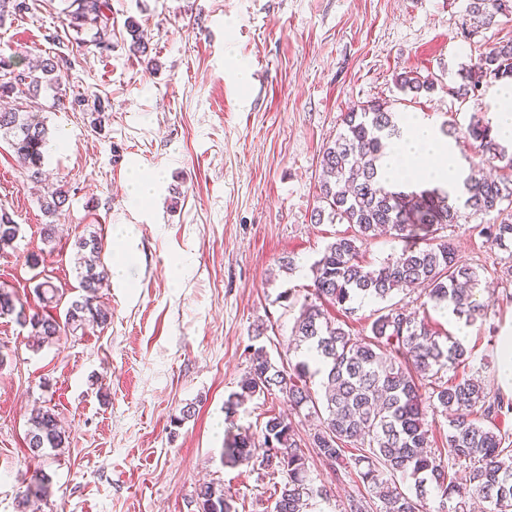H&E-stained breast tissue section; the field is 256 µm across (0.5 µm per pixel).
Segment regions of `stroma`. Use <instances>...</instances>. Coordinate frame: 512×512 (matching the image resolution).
Masks as SVG:
<instances>
[{
  "label": "stroma",
  "mask_w": 512,
  "mask_h": 512,
  "mask_svg": "<svg viewBox=\"0 0 512 512\" xmlns=\"http://www.w3.org/2000/svg\"><path fill=\"white\" fill-rule=\"evenodd\" d=\"M109 50L79 44L64 0H35L0 25V59L58 55L67 94H96L111 108L103 129L59 104L54 88L10 97L48 129L42 170L66 185L59 231L33 183L0 138V207L20 233L0 251V287L41 308L37 283L49 280L63 318L79 293L75 241L97 234L100 260L132 251L126 282L108 281L101 301L112 319L52 343L34 344L30 326L0 317V512H17L25 482L41 472L50 495L38 512H198L196 490L211 482L235 512H274L276 476L224 464V443L261 436L270 414L289 413L282 395L247 402L234 416L224 402L261 342L272 362L296 361L292 327L312 283L311 265L346 224L315 223L317 180L326 144L358 102L383 99L395 111L441 128L454 124L462 173L480 164L464 133L472 117L496 123L498 87L480 102L457 100L462 66L512 39V15L462 32L465 0H110ZM136 20L146 53L134 52L124 23ZM438 80L431 93L401 91L397 74ZM153 180L149 202L131 200L133 177ZM496 215L447 228L459 259L480 274L475 291L491 314L468 325L465 375L489 380L502 332L512 331V257L480 228ZM37 254L41 263L29 267ZM294 262L291 272L281 259ZM54 409L68 445L29 458L33 408ZM300 437L317 423L289 413ZM314 485L327 500L311 512H343L364 492L357 475L336 481L317 456Z\"/></svg>",
  "instance_id": "1"
}]
</instances>
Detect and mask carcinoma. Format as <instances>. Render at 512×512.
Returning a JSON list of instances; mask_svg holds the SVG:
<instances>
[{
    "label": "carcinoma",
    "mask_w": 512,
    "mask_h": 512,
    "mask_svg": "<svg viewBox=\"0 0 512 512\" xmlns=\"http://www.w3.org/2000/svg\"><path fill=\"white\" fill-rule=\"evenodd\" d=\"M67 25L76 34L85 27L93 31L91 43L110 48L112 9L109 0H72ZM32 9L31 0H0V26L10 17ZM466 16L489 26L498 15L512 14V0H466ZM59 64L52 58L33 64L0 60V97L25 91L35 95L42 82L58 81ZM460 83L453 88L456 99L477 100L482 82L512 79V40L490 45L477 61L459 70ZM397 82L404 91L430 92L437 85L433 75L409 70ZM92 105L101 121L107 100L79 95L73 108ZM400 117L387 101L357 104L344 113L343 130L323 148L319 176L320 206L316 223L329 219L350 224L354 231L329 242L322 257L311 267V298L301 305L294 323V337L307 355L286 368L277 367L263 345H250V368L224 402L230 416L246 401L278 392L291 410H308L320 416V425L309 434L312 450L342 480L354 467L368 496H349L345 512H372L378 500L386 512H420L421 499L435 490L448 501V512H467L470 502L489 503V512H512V430L502 428L512 415V395L489 388L484 381L459 377L455 371L466 365L468 351L452 336L439 332L428 316H419L394 303L378 310L370 335L360 339L345 329L346 322L331 318L325 306L333 305L350 315L356 298L386 300L394 293L422 288L436 308H450L467 323L487 315L489 306L475 298L476 268L461 262L453 239L434 236L435 229L466 224L474 215L502 213L512 207V179L493 178L477 171L463 179V193L454 188L429 186L386 176L381 160L393 140L401 137ZM0 132L11 137L18 162L41 177L47 129L32 112H0ZM468 137L486 163L499 162L512 170V153L501 145L489 124L475 118ZM68 200V191L57 185L47 188L41 209L57 217ZM431 233L424 245L403 246L379 267L367 268L361 246L381 232L406 241L416 226ZM485 238L512 257V222L488 224ZM19 225L0 209V250L12 246ZM76 261L83 270L82 295L71 301L64 322L37 311L17 307L13 295L0 288V317L16 315L28 324L32 335L49 343L63 332L90 325L101 326L112 318L109 309L96 304L97 293L108 278L100 268L98 237H81L75 243ZM454 371L446 378L444 374ZM324 374L323 394L315 397L310 380ZM448 415L444 453L434 451L436 440L428 415ZM264 452L259 467L281 476L275 512H306L310 500L323 495L309 478L308 456L292 422L282 414L268 417L262 430ZM67 438L58 417L50 409L28 420L26 445L34 459L44 450L65 447ZM360 454L347 458L346 449ZM252 436L240 432L225 445L224 464L238 467L255 456ZM447 459H442V456ZM49 479L43 474L18 500L19 512H29L31 503L48 494ZM199 512H232L224 488L206 483L196 491Z\"/></svg>",
    "instance_id": "carcinoma-1"
}]
</instances>
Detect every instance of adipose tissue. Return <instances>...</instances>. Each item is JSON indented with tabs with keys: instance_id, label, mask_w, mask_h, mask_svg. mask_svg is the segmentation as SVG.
Segmentation results:
<instances>
[{
	"instance_id": "1",
	"label": "adipose tissue",
	"mask_w": 512,
	"mask_h": 512,
	"mask_svg": "<svg viewBox=\"0 0 512 512\" xmlns=\"http://www.w3.org/2000/svg\"><path fill=\"white\" fill-rule=\"evenodd\" d=\"M402 134L396 140L394 153L385 162L388 170H404L415 173L414 163L419 157L432 155L439 157V164L425 167L427 176L437 181L456 183L460 178V169L453 148L447 140L439 138L435 131L412 119L401 123Z\"/></svg>"
}]
</instances>
